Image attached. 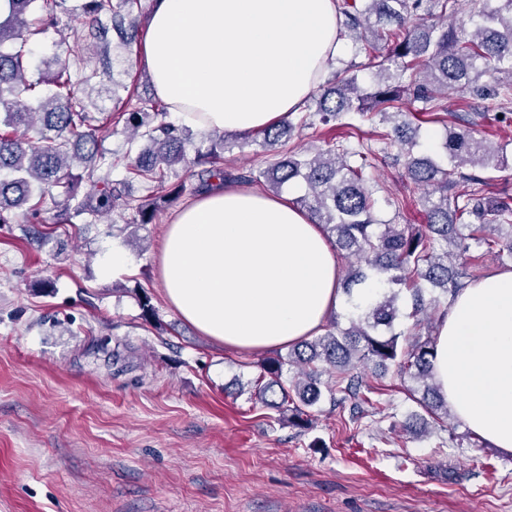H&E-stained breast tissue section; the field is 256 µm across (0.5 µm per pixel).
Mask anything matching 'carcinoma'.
<instances>
[{
	"label": "carcinoma",
	"mask_w": 512,
	"mask_h": 512,
	"mask_svg": "<svg viewBox=\"0 0 512 512\" xmlns=\"http://www.w3.org/2000/svg\"><path fill=\"white\" fill-rule=\"evenodd\" d=\"M461 0H337L344 28L362 51L368 36L390 28L393 48L380 61L368 57L376 69L372 88L362 86L350 68L337 71L313 96L315 114L322 124L343 114L376 112L392 122L389 131L373 132L380 148L373 149L364 137L349 132L328 148L309 154L287 146L295 124L284 119L259 131L258 146L272 157L264 168L224 170L227 133H215L208 145H196L192 131L169 121V107L162 101L143 99L126 85L112 82V112L123 131L147 141V146L127 155L125 185L139 181L161 189L170 173L200 166L199 188L213 182L261 184L272 192L296 182L305 185L297 203L305 208L334 238L337 252L350 261L344 282L345 294L354 287L372 283L379 292L368 303H349L353 317L343 327L332 321L329 330L305 340L285 357L259 364L250 398L276 409L292 408L294 425L308 428V408L328 397L333 404L352 403L353 414L371 403L373 387L364 380L368 363L385 375L388 366L424 385L416 403L431 417L448 418V401L432 377L435 337L431 333L398 332L396 322L406 299H411L409 317L414 327L433 324L439 310L437 298L428 290L454 295L465 288V279H480L479 267L470 255L472 244L496 250L498 259L512 263V195L488 196L486 179L465 174L462 168L495 169L505 163L504 151L491 147L474 129L476 122L446 127L442 153L415 154L419 126L412 125L406 98L422 102L429 121L441 120L448 111V91L482 95L512 89V0L472 2L473 29L457 33L440 24L448 10H457ZM61 0H11L7 17L0 18V224L13 223L12 210L26 206L27 223L42 224L43 198L60 189L61 208L52 223L71 224L81 217L92 224L111 213L122 197L110 180L112 158L102 150L99 126L78 95V85L101 77L96 69L81 66L80 49L73 61L55 57L48 79L26 78V57L31 43L48 28L60 24ZM82 14L90 20L93 37L105 45L109 32L119 45H131L137 36L141 0H83ZM430 16L418 22L420 13ZM126 96L119 95V90ZM398 146L408 177L426 188L422 205L427 223L397 224L385 220L377 209L375 189L365 175L379 155ZM85 175L74 173L75 164ZM95 189L81 193L83 178ZM469 189L457 193L458 181ZM183 191L177 184L157 198L125 206L135 210L138 223L151 224L157 201L176 199ZM493 214L498 224H485ZM507 229V239L487 234ZM429 422L414 412L403 431L419 436L428 433Z\"/></svg>",
	"instance_id": "cac0c4a2"
}]
</instances>
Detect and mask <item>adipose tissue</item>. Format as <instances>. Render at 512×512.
I'll return each instance as SVG.
<instances>
[{"mask_svg": "<svg viewBox=\"0 0 512 512\" xmlns=\"http://www.w3.org/2000/svg\"><path fill=\"white\" fill-rule=\"evenodd\" d=\"M335 0H153L141 61L186 126L276 125L340 55ZM167 303L215 344L265 351L319 335L346 305L331 238L292 195L225 184L183 205L160 256ZM433 375L458 420L512 452V267L448 301Z\"/></svg>", "mask_w": 512, "mask_h": 512, "instance_id": "adipose-tissue-1", "label": "adipose tissue"}]
</instances>
